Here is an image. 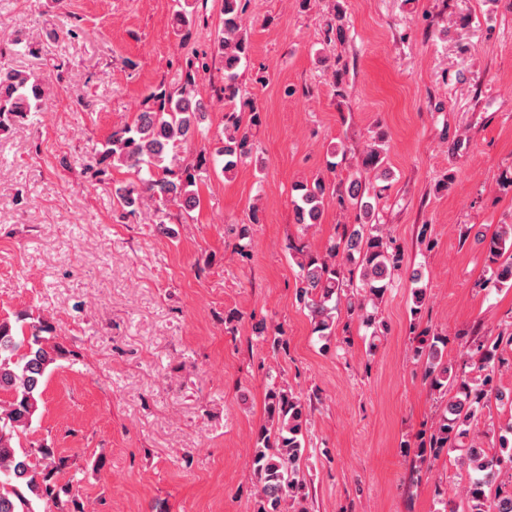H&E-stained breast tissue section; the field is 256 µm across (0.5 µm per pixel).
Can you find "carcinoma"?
Listing matches in <instances>:
<instances>
[{
    "mask_svg": "<svg viewBox=\"0 0 512 512\" xmlns=\"http://www.w3.org/2000/svg\"><path fill=\"white\" fill-rule=\"evenodd\" d=\"M242 0H224V26L217 51L224 63V128L216 155L224 157L222 171L233 172L257 153L250 129L259 125L261 113L238 112L232 107L239 94L238 69L247 60L249 47L241 32ZM209 70L207 54L187 61L182 85L175 91L159 89L150 94L153 107L133 123L112 132L89 165L94 177L122 166L135 180L113 187V196L125 213L135 215L146 202L153 205L161 233H168L164 217L170 205L186 211L199 204L196 169L181 165L176 149L192 150L205 129L209 113L196 99V76ZM46 104L43 80L32 70L11 65L0 51V131L38 119ZM385 135L378 136L360 157L365 170L379 169L384 162ZM294 221L304 227L321 223L327 204L322 180L301 181L294 187ZM362 183L353 179L338 194L339 202L359 203L354 224H341L338 239L315 251L302 241L288 243L298 268L296 299L308 311L313 331L329 338L336 331V312L343 305L349 316L372 329L377 337L387 329L378 305L394 284L404 254L376 222L374 204L363 200ZM491 276L476 283L479 288H512V224H502L491 235L479 231ZM413 295L412 316L421 313L426 285L421 273L409 276ZM52 326L32 322L15 329L0 323V391L10 399L0 407V512H65L61 488L52 480L54 449L40 443L19 447L21 435L31 430L42 399L47 369L63 355L50 343ZM259 336H273L272 347L286 344L281 327L265 320L254 324ZM447 338L439 333L418 336L413 355L422 364L431 393L441 398L431 431L417 448L419 462L433 465L443 451L460 450L473 471L461 496L463 510L450 512H512V422L499 428L498 445L486 448L471 436L478 413L491 401L512 408V395L494 383V370L504 363L502 350L512 348V333L487 336L470 344L463 361L454 366L443 359L440 346ZM266 424L251 448V465L257 480V512H308L304 506L307 484L301 476L306 459L305 434L309 409L301 394L288 386H272L265 397Z\"/></svg>",
    "mask_w": 512,
    "mask_h": 512,
    "instance_id": "1",
    "label": "carcinoma"
}]
</instances>
